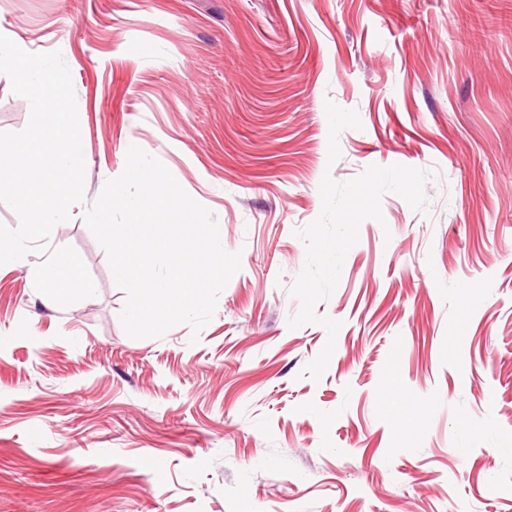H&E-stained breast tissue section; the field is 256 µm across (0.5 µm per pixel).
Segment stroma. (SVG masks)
<instances>
[{"instance_id": "1", "label": "stroma", "mask_w": 512, "mask_h": 512, "mask_svg": "<svg viewBox=\"0 0 512 512\" xmlns=\"http://www.w3.org/2000/svg\"><path fill=\"white\" fill-rule=\"evenodd\" d=\"M61 51L86 202L137 140L217 218L241 269L212 320L133 339L82 214L95 296L0 268V512H512V0H0ZM357 110L328 163L325 101ZM430 171L394 193L289 328L324 173Z\"/></svg>"}]
</instances>
